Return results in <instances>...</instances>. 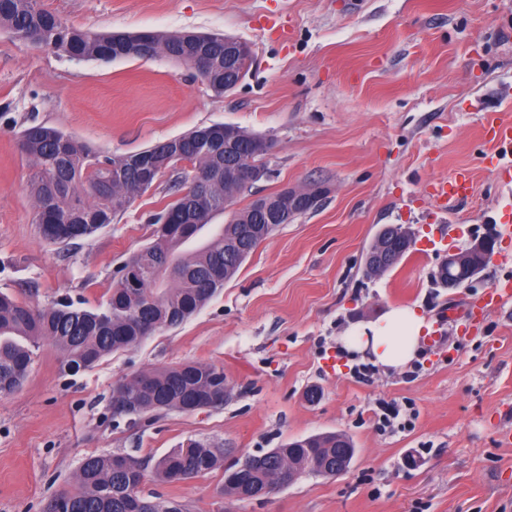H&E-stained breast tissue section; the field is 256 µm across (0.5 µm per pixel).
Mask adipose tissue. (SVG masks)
<instances>
[{
    "instance_id": "obj_1",
    "label": "adipose tissue",
    "mask_w": 512,
    "mask_h": 512,
    "mask_svg": "<svg viewBox=\"0 0 512 512\" xmlns=\"http://www.w3.org/2000/svg\"><path fill=\"white\" fill-rule=\"evenodd\" d=\"M426 318L416 307L391 310L379 319L357 324L343 336L345 349L368 355L385 368H398L413 361L420 352Z\"/></svg>"
}]
</instances>
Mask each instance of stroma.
<instances>
[{
    "label": "stroma",
    "mask_w": 512,
    "mask_h": 512,
    "mask_svg": "<svg viewBox=\"0 0 512 512\" xmlns=\"http://www.w3.org/2000/svg\"><path fill=\"white\" fill-rule=\"evenodd\" d=\"M92 32L223 33L247 42L251 66L215 95L164 56L76 60L0 31V292L38 307L101 305L118 268L151 241L149 214L183 193L187 164L166 171L93 236L50 244L34 223L33 171L17 134L47 123L108 155L141 151L213 123L274 142L268 175L235 202L317 185L318 205L281 225L237 274L179 326L94 367L63 370L51 342L22 387L0 395V512H46L91 455L129 453L146 466L196 440L225 467L319 433L356 448L338 477L307 471L261 499L224 493L223 469L143 489L189 512H512V302L482 310L512 279V185L481 162L482 112L512 117V0H40ZM465 167L467 201H434L430 183ZM446 211L439 221L438 211ZM414 244L384 275L365 254L385 225ZM494 257L472 287L433 274L448 251L487 231ZM418 305L442 335L402 370L371 368L339 336L388 310ZM185 362L223 367L222 406L134 421L112 394L128 376ZM400 408L380 429L378 404Z\"/></svg>",
    "instance_id": "obj_1"
}]
</instances>
